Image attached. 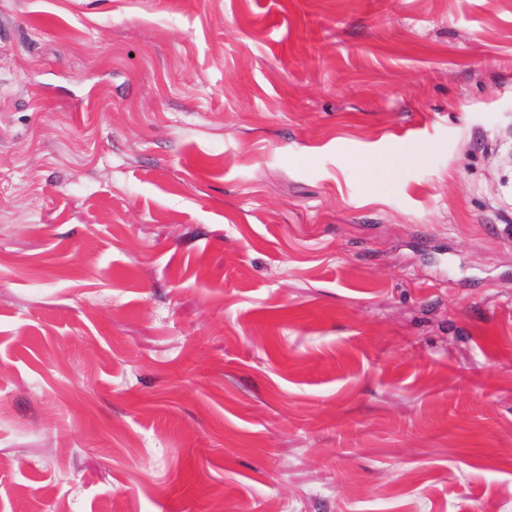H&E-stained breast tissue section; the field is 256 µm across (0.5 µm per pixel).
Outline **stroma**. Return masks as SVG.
<instances>
[{
    "label": "stroma",
    "instance_id": "obj_1",
    "mask_svg": "<svg viewBox=\"0 0 512 512\" xmlns=\"http://www.w3.org/2000/svg\"><path fill=\"white\" fill-rule=\"evenodd\" d=\"M511 150L512 0H0V512H512Z\"/></svg>",
    "mask_w": 512,
    "mask_h": 512
}]
</instances>
